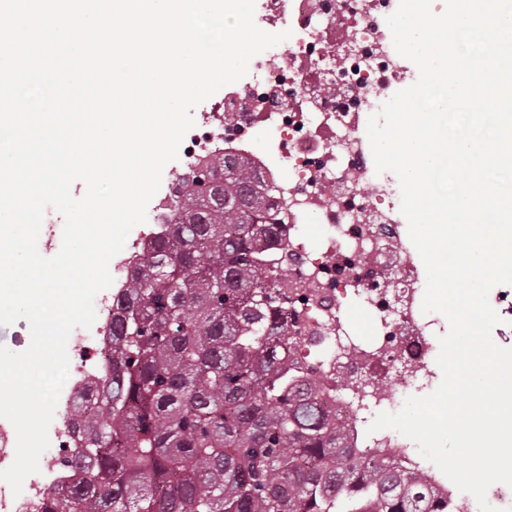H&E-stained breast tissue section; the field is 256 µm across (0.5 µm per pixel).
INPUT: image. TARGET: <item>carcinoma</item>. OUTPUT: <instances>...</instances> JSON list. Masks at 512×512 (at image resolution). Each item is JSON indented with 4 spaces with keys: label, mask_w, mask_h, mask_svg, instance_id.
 I'll return each mask as SVG.
<instances>
[{
    "label": "carcinoma",
    "mask_w": 512,
    "mask_h": 512,
    "mask_svg": "<svg viewBox=\"0 0 512 512\" xmlns=\"http://www.w3.org/2000/svg\"><path fill=\"white\" fill-rule=\"evenodd\" d=\"M185 188L112 292L111 366L73 400L45 512H450L428 474L348 447L298 371L259 173L216 157Z\"/></svg>",
    "instance_id": "1"
}]
</instances>
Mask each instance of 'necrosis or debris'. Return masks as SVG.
Returning a JSON list of instances; mask_svg holds the SVG:
<instances>
[{
	"label": "necrosis or debris",
	"instance_id": "obj_1",
	"mask_svg": "<svg viewBox=\"0 0 512 512\" xmlns=\"http://www.w3.org/2000/svg\"><path fill=\"white\" fill-rule=\"evenodd\" d=\"M388 6L389 0H257V26L290 31L288 51L265 50L244 79L207 100L183 139L178 172L188 174L217 154L229 163L251 161L285 223L275 260L288 268L290 288L318 292L310 302L290 300L288 317L324 336L317 347L299 343L297 352L316 368L319 401L349 421L354 447L379 456L393 450L405 467L429 473L446 490L453 512H480L476 499L410 439L392 429L368 430L370 415L395 412L408 390L431 381L436 355L421 310L424 268L406 244L392 185L376 173L366 133L372 112L406 74L386 23ZM179 187L171 179L154 195L149 227L129 238L125 260L110 267L115 285H123L129 260L159 235ZM311 223L323 227L315 246L304 232ZM352 297L377 314L374 338H360L345 319L342 308ZM96 311L101 326L111 320V293L98 296ZM101 326L74 329L70 397L57 404L52 446L22 495L0 486V512H43L48 495L68 485L59 458L77 443L69 400L109 366L112 340ZM378 367L393 374V385L378 388Z\"/></svg>",
	"mask_w": 512,
	"mask_h": 512
}]
</instances>
